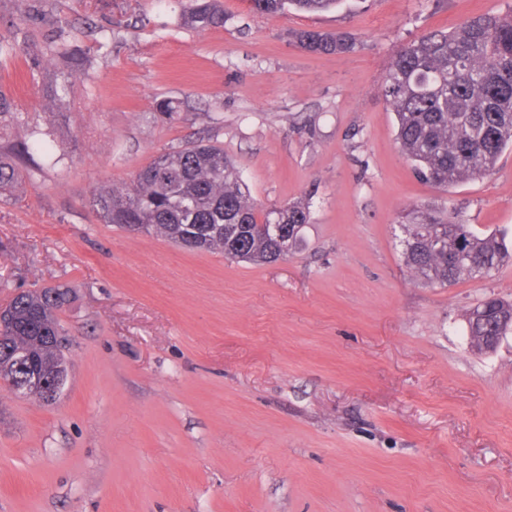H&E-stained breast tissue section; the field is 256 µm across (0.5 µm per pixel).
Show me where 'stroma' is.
Listing matches in <instances>:
<instances>
[{
  "instance_id": "obj_1",
  "label": "stroma",
  "mask_w": 512,
  "mask_h": 512,
  "mask_svg": "<svg viewBox=\"0 0 512 512\" xmlns=\"http://www.w3.org/2000/svg\"><path fill=\"white\" fill-rule=\"evenodd\" d=\"M186 23L189 0H0V146L52 132L0 192V304L62 284L70 378L45 404L0 385V512H512V265L419 283L401 214L446 201L512 245V152L440 191L401 154L381 85L405 43L512 0H344ZM359 47L312 55L293 31ZM78 50L81 71L59 54ZM67 76L70 91L50 87ZM174 102L176 111L162 109ZM222 146L259 207L299 202L301 249L250 264L104 223L92 191L159 155ZM512 301L488 296L478 302L467 316V331L471 348L479 351L488 347L493 336H506L512 332ZM511 327V329H510ZM502 335L501 329H505Z\"/></svg>"
}]
</instances>
